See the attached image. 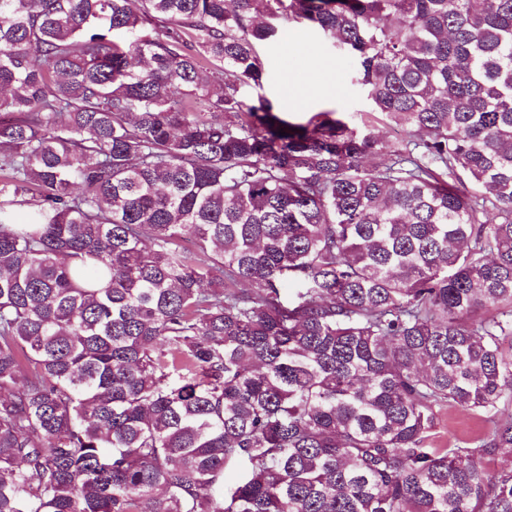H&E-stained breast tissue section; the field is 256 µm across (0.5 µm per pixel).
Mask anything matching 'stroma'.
Instances as JSON below:
<instances>
[{"instance_id":"stroma-1","label":"stroma","mask_w":512,"mask_h":512,"mask_svg":"<svg viewBox=\"0 0 512 512\" xmlns=\"http://www.w3.org/2000/svg\"><path fill=\"white\" fill-rule=\"evenodd\" d=\"M262 54L266 61L262 94L279 111L307 118L335 110L355 120L370 111L366 93L352 79L349 60L308 27L284 28Z\"/></svg>"}]
</instances>
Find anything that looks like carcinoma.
Segmentation results:
<instances>
[{
	"label": "carcinoma",
	"mask_w": 512,
	"mask_h": 512,
	"mask_svg": "<svg viewBox=\"0 0 512 512\" xmlns=\"http://www.w3.org/2000/svg\"><path fill=\"white\" fill-rule=\"evenodd\" d=\"M509 406L512 0H0V512H512ZM266 79L259 94L279 112L308 118L336 111L354 121L370 112L367 94L352 80L349 60L308 27L292 24L262 48ZM479 428L478 423L469 418L460 416L457 413L447 411L442 416L440 426L437 428V434L434 438V445L437 448L448 447V434L459 436L470 434Z\"/></svg>",
	"instance_id": "obj_1"
}]
</instances>
